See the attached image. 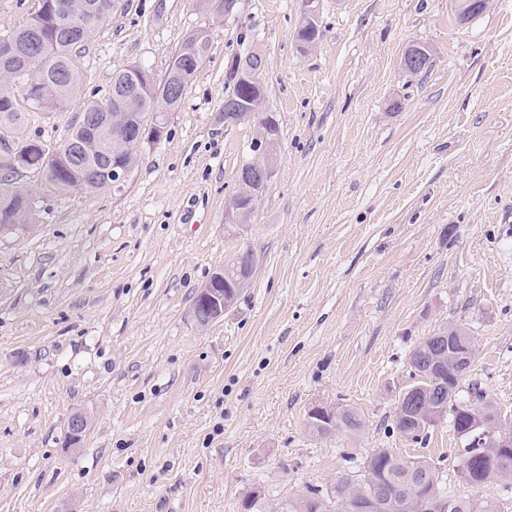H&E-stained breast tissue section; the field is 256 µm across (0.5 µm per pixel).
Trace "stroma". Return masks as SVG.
Masks as SVG:
<instances>
[{
    "instance_id": "1",
    "label": "stroma",
    "mask_w": 512,
    "mask_h": 512,
    "mask_svg": "<svg viewBox=\"0 0 512 512\" xmlns=\"http://www.w3.org/2000/svg\"><path fill=\"white\" fill-rule=\"evenodd\" d=\"M297 0H114L78 53L87 95L115 71L155 77L193 29L204 64L164 135L102 193L14 174L37 221L0 230V512H259L360 471L376 448L433 463L449 497L512 512V482L460 477L448 420L415 442L394 427L410 350L439 325L475 344L462 392L512 417V0L459 21L453 0H319L302 49ZM433 51L412 75L402 56ZM264 58L280 127L275 175L247 231L224 223L254 124L224 126L226 68ZM80 103L25 112L63 142ZM252 249L242 299L197 327L199 288ZM318 404L359 431L309 434ZM89 428L65 450L67 422ZM340 412L336 413L335 422L326 426H318L313 421L309 420V411L307 412V418L305 427L309 433L315 436L324 437L334 431L346 430L350 432L359 431L363 426V421L356 411L351 408L341 407Z\"/></svg>"
}]
</instances>
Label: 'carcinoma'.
Segmentation results:
<instances>
[{
	"mask_svg": "<svg viewBox=\"0 0 512 512\" xmlns=\"http://www.w3.org/2000/svg\"><path fill=\"white\" fill-rule=\"evenodd\" d=\"M74 4V0H40V8L35 15L15 29L0 34L1 41L15 45L16 56L0 65V133L8 130L16 134L12 143L0 136V187L8 185L7 176L16 168H36L45 172L51 170L54 180L51 185L60 193L72 189L86 192H101L112 186V161L119 160L130 166L137 162V147L132 142L115 143L106 128L101 127L90 133L84 124L71 127L67 139L61 144L52 145L44 140L31 139L19 135L23 128V114L18 109L16 92L23 89L22 97L28 106L37 111L58 112L82 98L85 74L75 64L74 53L85 46L92 37L79 36L78 29L60 30L52 24L55 8ZM209 43L184 40L169 58L162 79L151 90L142 95L137 104L140 125L147 126L151 114L160 111L163 105L178 106L174 97V86L186 91L199 68L205 62ZM37 55L42 60L43 70L39 76L30 73L29 57ZM97 167L98 173L89 176L87 165ZM31 212L28 195L12 188L0 190V227L23 224ZM426 341L419 342L409 353L410 367L417 377L427 375L423 367ZM439 386L433 390V397L440 398L445 412L451 415L452 426L462 433L468 413L483 410L501 422L495 407L483 401L477 392L465 399L460 396L459 382L462 373L443 364L435 373ZM424 407L406 408L395 412L394 427L399 434L413 441H421L428 436L437 418L423 414ZM363 421L356 411L343 407L336 414L335 422L329 426H318L306 420L309 433L319 437L335 431H358ZM474 457L463 454L459 474L470 485L482 487L493 479H512V447L501 448L488 453L482 449L472 450ZM359 489L365 490L378 504V512H417L416 499L434 503V512H494L493 505L473 499L448 497L440 488L439 472L427 460H404L387 448H377L362 462L360 478L344 477L334 486L333 497L340 502ZM285 512H332L330 499L317 489L309 490V495L284 506Z\"/></svg>",
	"mask_w": 512,
	"mask_h": 512,
	"instance_id": "obj_1",
	"label": "carcinoma"
}]
</instances>
